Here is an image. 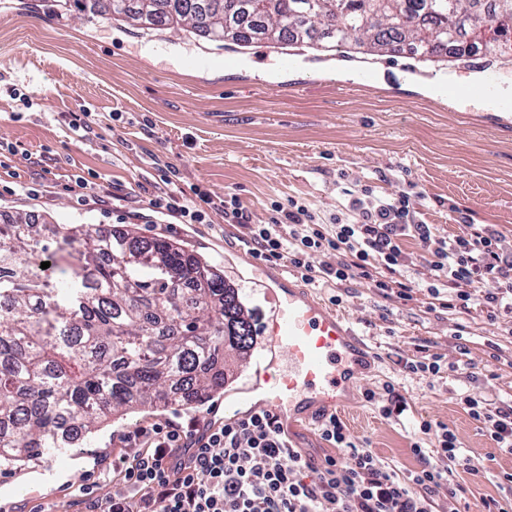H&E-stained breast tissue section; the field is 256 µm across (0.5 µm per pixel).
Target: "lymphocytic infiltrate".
Instances as JSON below:
<instances>
[{"instance_id":"obj_1","label":"lymphocytic infiltrate","mask_w":512,"mask_h":512,"mask_svg":"<svg viewBox=\"0 0 512 512\" xmlns=\"http://www.w3.org/2000/svg\"><path fill=\"white\" fill-rule=\"evenodd\" d=\"M152 207L177 215L185 224L202 223L203 207L247 230L254 255L285 263L307 283L366 281L385 299L411 301L405 239L419 245L431 277L433 302L446 312L486 310L489 323L512 335V246L491 224H463L444 235L418 220L411 195L387 198L363 191L352 198L354 221L324 227L296 201L277 206L278 216L252 223L236 196L195 199L160 196ZM324 263H315V256ZM460 402L499 447H512V405L487 395L465 393ZM425 440L412 451L422 467L409 476L389 469L370 450L353 443L337 415L321 420L319 436L330 454L316 458L293 445L282 422L265 411L229 419L222 425L191 419L187 424L152 423L120 434L112 479L120 489L91 500L86 512H432L448 467L478 468L464 454L447 425L421 420Z\"/></svg>"}]
</instances>
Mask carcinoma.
I'll use <instances>...</instances> for the list:
<instances>
[{"instance_id": "obj_1", "label": "carcinoma", "mask_w": 512, "mask_h": 512, "mask_svg": "<svg viewBox=\"0 0 512 512\" xmlns=\"http://www.w3.org/2000/svg\"><path fill=\"white\" fill-rule=\"evenodd\" d=\"M90 0L89 13L115 21L134 9L161 26H188L224 46L315 43L338 52L365 34L372 6L389 22L370 34V55L412 46L424 62L477 54L512 60V0H489L501 39L473 38L475 0ZM50 249L30 216L0 224V466L69 446L66 422L81 435L138 406L201 402L224 388V352L248 354L256 328L238 289L194 254L167 240L86 224L80 271L63 284L36 272Z\"/></svg>"}]
</instances>
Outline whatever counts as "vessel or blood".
Returning a JSON list of instances; mask_svg holds the SVG:
<instances>
[{
	"instance_id": "vessel-or-blood-1",
	"label": "vessel or blood",
	"mask_w": 512,
	"mask_h": 512,
	"mask_svg": "<svg viewBox=\"0 0 512 512\" xmlns=\"http://www.w3.org/2000/svg\"><path fill=\"white\" fill-rule=\"evenodd\" d=\"M268 292L274 304L262 322L264 352L228 409L212 413V422L264 409L291 426L316 413H334L367 358L345 314L283 277L273 279Z\"/></svg>"
}]
</instances>
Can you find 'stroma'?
<instances>
[{"label":"stroma","instance_id":"obj_1","mask_svg":"<svg viewBox=\"0 0 512 512\" xmlns=\"http://www.w3.org/2000/svg\"><path fill=\"white\" fill-rule=\"evenodd\" d=\"M190 54L207 56L208 66H186ZM284 54L292 60L285 69L278 65ZM234 58L227 63L223 51L184 31L89 19L76 4L0 0V216L30 214L46 232L99 224L169 239L219 269L257 320L273 302L256 267L286 275L291 267L261 263L244 243L245 228L222 212L183 224L155 212L151 199L188 197L198 186L238 197L256 224L294 199L332 224L364 189L386 197L401 188L413 195L420 220L442 234L457 232L466 218L497 225L512 241V110L486 106L481 61L441 71L407 49L366 62L259 40ZM366 68L378 74L369 86L359 81ZM444 78L465 87V96L426 94ZM85 113L90 127L73 128V117ZM82 179L94 189L78 188ZM311 290L325 301L341 296L340 311L374 354L370 375L338 413L351 440L406 476L421 467L411 451L420 419L444 423L479 468L475 476L459 467L449 476L460 512H481L492 499L512 504L503 478L512 473V451L459 404L468 390L512 404V335H499L481 311L457 318L430 310L423 287L405 304L359 282L322 279ZM435 354L448 364L441 377L402 367ZM226 365L223 390L204 402L159 404L100 424L59 457L56 482L45 483L36 462L1 469L0 512H84V495H112L119 489L113 436L209 418L225 391L247 382L252 362L231 354ZM388 382L409 404L396 419L363 398Z\"/></svg>","mask_w":512,"mask_h":512}]
</instances>
